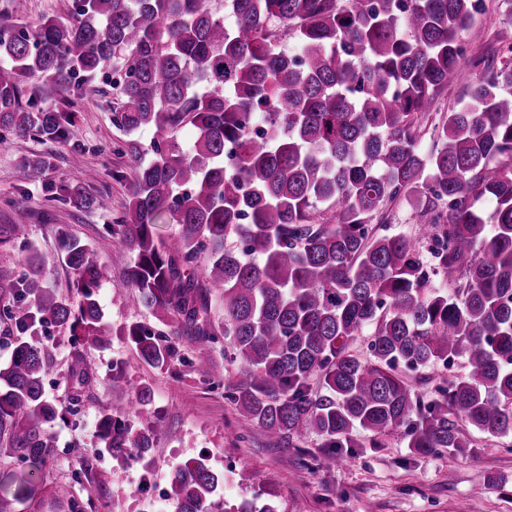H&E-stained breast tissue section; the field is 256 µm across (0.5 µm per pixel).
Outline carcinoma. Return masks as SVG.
Listing matches in <instances>:
<instances>
[{
	"instance_id": "1",
	"label": "carcinoma",
	"mask_w": 512,
	"mask_h": 512,
	"mask_svg": "<svg viewBox=\"0 0 512 512\" xmlns=\"http://www.w3.org/2000/svg\"><path fill=\"white\" fill-rule=\"evenodd\" d=\"M75 0L66 19L0 32V132L68 142L74 115L31 101L29 79L95 78L115 67L112 124L134 169L128 204L106 227L133 255L131 301L239 360L240 415L289 446L323 439L320 465L336 468L377 437L403 430L417 455L471 445L465 430L512 437V44L472 77L459 34L480 0ZM289 36L294 50L281 48ZM463 83L467 102L433 115L438 92ZM151 127L150 145L135 135ZM193 142L180 141L183 130ZM433 147L423 155L420 143ZM237 164H224L226 153ZM49 165L24 160L26 183ZM76 208L95 199L80 185L51 188ZM495 202L486 224L478 203ZM415 201L421 242L380 235L374 223L398 200ZM175 221L168 241L157 226ZM70 271L67 292L43 284L33 256L19 276L0 275V323L17 333L0 369V455L24 474L0 489V512L26 497L56 447L52 423L74 416L93 385L86 351L109 344L98 289L107 270L90 245L57 229ZM16 224H0V260ZM202 268L204 281L194 275ZM224 301L214 327L210 291ZM66 327L72 391L44 396L52 366L37 336ZM372 329L369 358L348 342ZM139 359L167 368L178 356L167 333L122 329ZM461 360L428 402L402 370ZM320 379L325 394L311 391ZM137 389L139 429L103 407L105 448L146 454L162 428ZM220 487L205 461L175 470L179 512H208Z\"/></svg>"
}]
</instances>
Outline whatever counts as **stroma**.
Masks as SVG:
<instances>
[{
  "label": "stroma",
  "mask_w": 512,
  "mask_h": 512,
  "mask_svg": "<svg viewBox=\"0 0 512 512\" xmlns=\"http://www.w3.org/2000/svg\"><path fill=\"white\" fill-rule=\"evenodd\" d=\"M72 0H0V26H33L44 17H69ZM461 38L469 56L492 54L512 43V0H484L470 28ZM112 69L93 82L76 76L60 84L29 81L25 93L35 94L43 106L73 113L77 135L59 144L37 137L0 135V224H17L21 235L13 248L10 273H21L30 253L48 263V287L65 290L69 273L55 235L58 226L94 249L96 261L108 271L99 291L105 325L115 328L108 345L90 349L87 360L95 382L79 414L53 425L57 446L43 467L31 496L15 503L13 512H68L70 500L93 499L95 512H177L167 495L138 493L142 479L169 487L174 470L193 458H205L222 484L209 508L224 512L225 504L256 498L271 501L277 512H512V437L487 440L469 430L471 448L456 462L447 454L416 455L403 432L382 439L380 447H366L367 432L357 431L363 448L339 469L313 462L323 440L308 434L284 448L258 427L247 425L230 396L238 364L222 348L176 336L180 353L169 368L143 363L127 337L118 333L129 323L159 328L153 313L133 306L128 270L133 257L104 240V228L119 218L128 202L131 162L118 153L123 135L112 124ZM45 155L51 166L28 184L17 180L22 160ZM123 179H116V172ZM65 183L85 187L94 206L76 209L50 200L49 189ZM69 332L50 327L40 337L53 356L44 389L48 400L61 403L68 389ZM121 361L130 388L112 387V364ZM216 364L221 385L204 381L197 361ZM150 389L152 406L164 420L145 462L101 458L97 419L103 406L130 408L133 391ZM96 456L90 481L76 483L72 474L82 456Z\"/></svg>",
  "instance_id": "35a3bbf8"
}]
</instances>
